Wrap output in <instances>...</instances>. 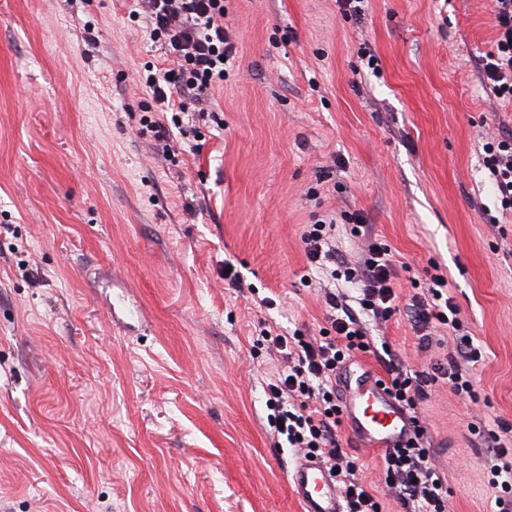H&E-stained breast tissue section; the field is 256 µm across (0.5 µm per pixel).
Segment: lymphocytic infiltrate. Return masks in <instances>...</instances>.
Here are the masks:
<instances>
[{"label":"lymphocytic infiltrate","mask_w":512,"mask_h":512,"mask_svg":"<svg viewBox=\"0 0 512 512\" xmlns=\"http://www.w3.org/2000/svg\"><path fill=\"white\" fill-rule=\"evenodd\" d=\"M150 24L149 37L161 43L174 68L148 71L142 83L149 91L156 147L170 154V130L182 127L184 119L200 115L223 127L220 112L209 109L214 88L223 86L227 67L237 52L232 30L224 24V0H135ZM496 38L483 59L484 78L496 98L512 102V0H494ZM483 164L489 171L503 211L512 212V138L485 143ZM336 224L323 219L304 225L301 240L308 262L328 266L331 280L359 284L358 306H350L335 293H327L329 325L320 336H288L266 328L264 339L270 355L284 367L269 385L268 420L277 436L304 455L316 456L336 469L346 512H381L377 496L356 475L357 464L345 456L336 441L342 402L336 395V372L351 353L369 352L373 341L361 322L360 311L372 313L378 323L390 320L399 308L394 288L395 262L387 247L372 244L367 254L354 262L337 261L332 247ZM427 297L415 302L421 344H428L432 324L459 329L457 307L448 294V280L431 276ZM476 348L461 338L441 379L458 394L474 390L469 363L478 361ZM387 388L409 415L413 435L388 450L383 459L384 483L411 503L413 512H446L448 482L429 463L425 446L426 427L418 415L425 396L423 378L398 359L384 362Z\"/></svg>","instance_id":"obj_1"}]
</instances>
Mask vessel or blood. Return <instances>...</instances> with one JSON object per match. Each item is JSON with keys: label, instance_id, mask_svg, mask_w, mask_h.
<instances>
[{"label": "vessel or blood", "instance_id": "obj_1", "mask_svg": "<svg viewBox=\"0 0 512 512\" xmlns=\"http://www.w3.org/2000/svg\"><path fill=\"white\" fill-rule=\"evenodd\" d=\"M342 381V415L349 433L364 447L383 450L409 436L410 422L376 378L347 369ZM290 480L303 512H345L337 479L321 459L297 461Z\"/></svg>", "mask_w": 512, "mask_h": 512}]
</instances>
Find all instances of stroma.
<instances>
[{
    "instance_id": "stroma-1",
    "label": "stroma",
    "mask_w": 512,
    "mask_h": 512,
    "mask_svg": "<svg viewBox=\"0 0 512 512\" xmlns=\"http://www.w3.org/2000/svg\"><path fill=\"white\" fill-rule=\"evenodd\" d=\"M133 7L0 0V512H301L260 338L326 327L301 240L325 215L337 256L370 239L398 261L381 335L413 370L453 350L444 334L421 351L410 305L447 278L483 358L473 395L428 387L426 446L447 512H493L481 433L512 425V214L488 222L482 166L487 138L512 136L483 80L493 0H369L359 20L338 0H228L224 128L197 122L194 153L174 136V164L141 123L138 72L167 61ZM337 439L381 487L382 454Z\"/></svg>"
}]
</instances>
